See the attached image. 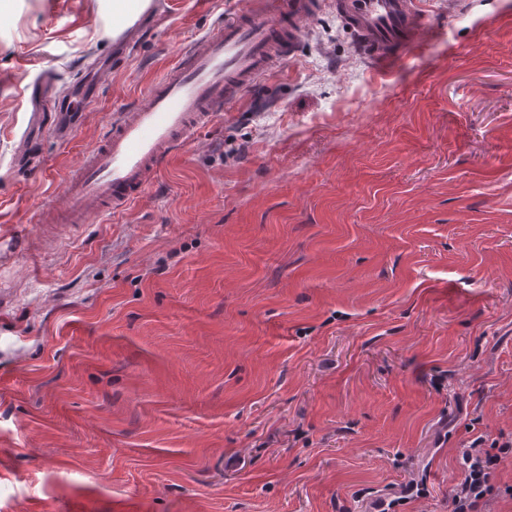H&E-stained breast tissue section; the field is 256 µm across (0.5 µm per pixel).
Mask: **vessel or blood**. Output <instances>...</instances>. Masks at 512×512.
I'll return each mask as SVG.
<instances>
[{"label": "vessel or blood", "instance_id": "obj_1", "mask_svg": "<svg viewBox=\"0 0 512 512\" xmlns=\"http://www.w3.org/2000/svg\"><path fill=\"white\" fill-rule=\"evenodd\" d=\"M154 8V0H126L123 12L136 15L143 29ZM325 8L336 11L378 66L402 60L428 30L420 0H251L245 11L217 20L190 43L144 100L112 113L98 146L69 170L63 206L44 205L38 223L93 224L129 208L197 130L290 55L303 22ZM96 81V71H84L78 95L58 100L62 137L77 130L95 103Z\"/></svg>", "mask_w": 512, "mask_h": 512}]
</instances>
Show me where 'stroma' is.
I'll return each instance as SVG.
<instances>
[{
	"label": "stroma",
	"mask_w": 512,
	"mask_h": 512,
	"mask_svg": "<svg viewBox=\"0 0 512 512\" xmlns=\"http://www.w3.org/2000/svg\"><path fill=\"white\" fill-rule=\"evenodd\" d=\"M246 2L169 0L61 141L29 88L112 12L0 0V512H448L463 444L512 436V0H426L382 75L318 12L124 213L35 222Z\"/></svg>",
	"instance_id": "1"
}]
</instances>
